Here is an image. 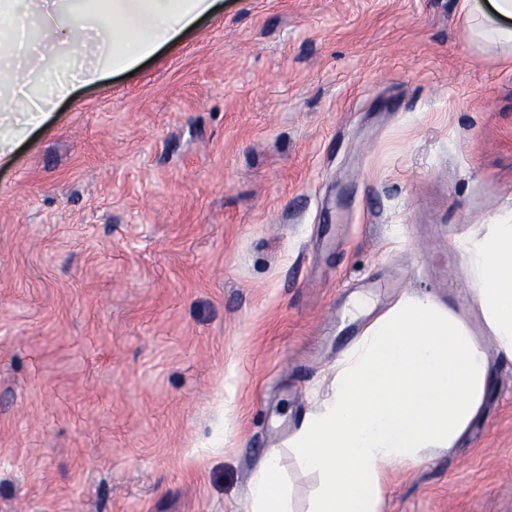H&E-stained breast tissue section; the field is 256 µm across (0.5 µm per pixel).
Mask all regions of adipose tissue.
<instances>
[{
  "label": "adipose tissue",
  "mask_w": 512,
  "mask_h": 512,
  "mask_svg": "<svg viewBox=\"0 0 512 512\" xmlns=\"http://www.w3.org/2000/svg\"><path fill=\"white\" fill-rule=\"evenodd\" d=\"M222 0H0V165L77 89L178 43ZM483 324L512 360V213L456 242ZM495 383L467 322L410 292L337 361L330 394L289 442L315 485L304 512H382L387 475L455 447ZM245 512H296L270 452Z\"/></svg>",
  "instance_id": "ef3b65f1"
}]
</instances>
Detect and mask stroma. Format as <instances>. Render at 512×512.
<instances>
[{
	"mask_svg": "<svg viewBox=\"0 0 512 512\" xmlns=\"http://www.w3.org/2000/svg\"><path fill=\"white\" fill-rule=\"evenodd\" d=\"M462 0H224L0 166V512H244L363 328L460 313L487 416L383 512H512V361L456 239L512 211V43ZM462 10L474 23L477 34H482L487 39L512 42V29L490 26L487 23V14L478 0H462Z\"/></svg>",
	"mask_w": 512,
	"mask_h": 512,
	"instance_id": "obj_1",
	"label": "stroma"
}]
</instances>
